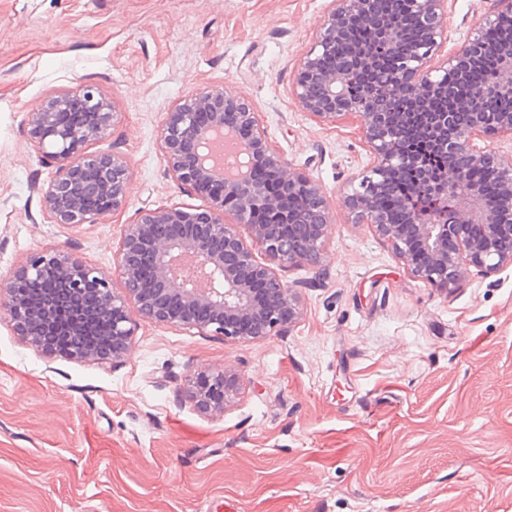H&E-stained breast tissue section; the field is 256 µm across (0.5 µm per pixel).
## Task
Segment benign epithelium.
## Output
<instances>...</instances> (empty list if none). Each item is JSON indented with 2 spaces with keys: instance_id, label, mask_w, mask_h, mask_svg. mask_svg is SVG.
Returning <instances> with one entry per match:
<instances>
[{
  "instance_id": "7a95c632",
  "label": "benign epithelium",
  "mask_w": 512,
  "mask_h": 512,
  "mask_svg": "<svg viewBox=\"0 0 512 512\" xmlns=\"http://www.w3.org/2000/svg\"><path fill=\"white\" fill-rule=\"evenodd\" d=\"M394 3L334 0L291 82V96L312 117L361 120L372 167L349 179L339 200L284 161L247 97L220 86L192 92L167 113L161 151L180 191L208 205L138 211L116 253L120 288L65 249L31 254L0 280V314L14 333L46 355L105 366L127 354L138 317L226 341L282 332L300 316V298L278 269L320 267L337 202L437 288L460 287L472 267L491 275L511 265L512 156L490 139L512 135V0H497L439 66L432 61L448 38L447 0ZM491 33L504 43L494 53ZM353 71L364 78L357 92ZM113 117L94 83L26 113L38 163L50 170L40 195L53 223L98 224L125 207L124 156L89 151ZM413 127L448 166L426 169L408 145ZM410 170V191L391 195L390 209L380 205ZM34 284L42 289L37 304L28 295ZM239 387V374L226 369L189 379L191 401L204 414L223 413Z\"/></svg>"
}]
</instances>
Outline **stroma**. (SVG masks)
Segmentation results:
<instances>
[{"label":"stroma","mask_w":512,"mask_h":512,"mask_svg":"<svg viewBox=\"0 0 512 512\" xmlns=\"http://www.w3.org/2000/svg\"><path fill=\"white\" fill-rule=\"evenodd\" d=\"M331 0H0V278L64 248L115 274L142 209L205 207L167 175V110L211 86L248 97L288 164L330 195L367 170L359 122L288 94ZM495 0H448L454 52ZM96 83L127 160L126 206L51 223L30 108ZM321 270L285 267L302 316L250 341L138 320L116 366L47 358L0 320V512H512V265L445 291L334 209ZM230 369L223 415L194 372ZM240 376L224 370H201L189 379V394L194 407L204 414L224 413L228 398L239 390Z\"/></svg>","instance_id":"35a3bbf8"}]
</instances>
